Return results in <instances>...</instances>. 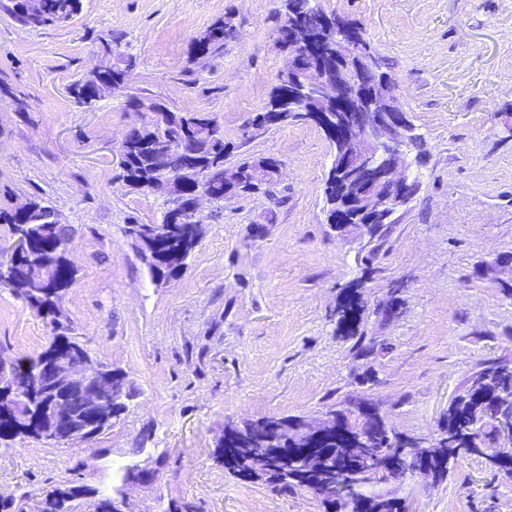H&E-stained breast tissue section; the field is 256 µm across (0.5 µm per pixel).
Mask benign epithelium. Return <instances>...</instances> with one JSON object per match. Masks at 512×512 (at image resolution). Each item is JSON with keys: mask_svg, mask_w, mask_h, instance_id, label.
<instances>
[{"mask_svg": "<svg viewBox=\"0 0 512 512\" xmlns=\"http://www.w3.org/2000/svg\"><path fill=\"white\" fill-rule=\"evenodd\" d=\"M288 42V64L281 71L279 89L267 108L266 124H278L279 112H301L306 119L320 126L336 144L332 171L336 187L344 190L352 178L363 183V190L349 199L361 216V224H336V233L343 236L351 231L367 235L369 229L389 223L395 213L408 202L418 181L398 172L405 145L414 128L407 113L391 100V87L384 75L375 78L370 89L363 88L364 69L369 66L370 46L360 31L337 23L309 28L300 22L280 31L278 43ZM198 187L193 199L185 203L171 192L174 179L165 171L158 173V193L174 199L172 214L182 224H205L213 214V197L206 179L198 175ZM51 386L55 390L78 389L89 380L97 383L98 391L89 401L93 416L108 421L115 416L117 387L106 369L89 361L79 365L67 358L51 365ZM382 423L385 416L375 406H362L354 413L326 414L323 418L302 421V430L318 438L331 431H341L350 438L348 452L365 460L373 455L365 436L354 427V417ZM44 435L48 440L72 447V421L54 412L47 416ZM400 465L389 473L383 467L364 470L360 477L367 484L398 478L401 481L424 475L427 468L417 461L422 454L409 446L397 449Z\"/></svg>", "mask_w": 512, "mask_h": 512, "instance_id": "7a95c632", "label": "benign epithelium"}]
</instances>
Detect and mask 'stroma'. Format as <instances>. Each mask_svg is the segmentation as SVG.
Listing matches in <instances>:
<instances>
[{"instance_id": "stroma-1", "label": "stroma", "mask_w": 512, "mask_h": 512, "mask_svg": "<svg viewBox=\"0 0 512 512\" xmlns=\"http://www.w3.org/2000/svg\"><path fill=\"white\" fill-rule=\"evenodd\" d=\"M363 28L393 94L427 142L420 184L361 291L357 355L337 328L342 288L362 274L365 238L337 236L323 188L334 147L314 123L252 129L287 55L284 0H82L42 28L0 9V206L37 195L75 234L78 269L62 309L93 360L122 370L136 399L84 448L32 439L0 445V496L80 481L125 497L126 512H323L308 491L279 492L225 472L212 453L226 422L322 418L352 397L376 401L396 432L433 438L450 403L489 361L512 366V298L499 257L512 254V0H318ZM230 31L205 58L195 38ZM121 38L135 66L94 106L72 85ZM206 112L246 159L281 161L272 195L225 200L173 279L153 280L124 228L161 223L162 199L129 190L120 144L140 120L129 102ZM402 283L393 294V283ZM52 337L0 288V347L34 356ZM152 472L129 483L127 469ZM413 512H512V477L460 458L443 481L395 484ZM203 34H207L209 36L208 41L202 42L196 38L193 46V54L195 56L204 57L223 49L224 39L229 35V32L224 29L223 20L219 19Z\"/></svg>"}]
</instances>
